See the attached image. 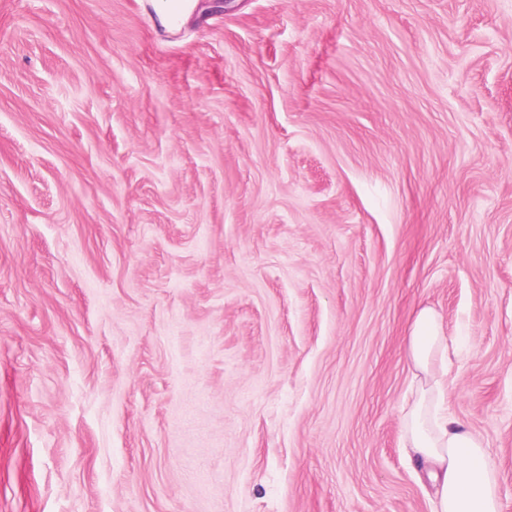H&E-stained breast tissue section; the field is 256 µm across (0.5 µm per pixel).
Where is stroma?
I'll return each instance as SVG.
<instances>
[{
    "label": "stroma",
    "mask_w": 512,
    "mask_h": 512,
    "mask_svg": "<svg viewBox=\"0 0 512 512\" xmlns=\"http://www.w3.org/2000/svg\"><path fill=\"white\" fill-rule=\"evenodd\" d=\"M0 0V512H432L419 310L512 512V0ZM198 0H151L158 21L167 29L174 28L191 13Z\"/></svg>",
    "instance_id": "stroma-1"
}]
</instances>
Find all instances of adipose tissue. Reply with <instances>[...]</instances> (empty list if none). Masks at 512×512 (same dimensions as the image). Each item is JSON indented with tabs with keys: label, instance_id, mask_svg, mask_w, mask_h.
Listing matches in <instances>:
<instances>
[{
	"label": "adipose tissue",
	"instance_id": "1",
	"mask_svg": "<svg viewBox=\"0 0 512 512\" xmlns=\"http://www.w3.org/2000/svg\"><path fill=\"white\" fill-rule=\"evenodd\" d=\"M447 346L435 312L422 309L409 338L420 378L403 415L402 448L426 470L435 488V512H500L497 474L483 437L448 412L442 372Z\"/></svg>",
	"mask_w": 512,
	"mask_h": 512
}]
</instances>
